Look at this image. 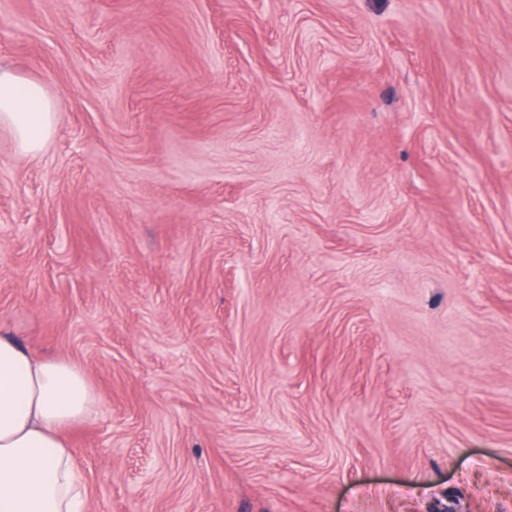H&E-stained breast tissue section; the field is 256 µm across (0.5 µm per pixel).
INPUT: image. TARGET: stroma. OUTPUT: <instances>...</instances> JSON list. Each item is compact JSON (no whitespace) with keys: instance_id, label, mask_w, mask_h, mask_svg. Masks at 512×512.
<instances>
[{"instance_id":"1","label":"stroma","mask_w":512,"mask_h":512,"mask_svg":"<svg viewBox=\"0 0 512 512\" xmlns=\"http://www.w3.org/2000/svg\"><path fill=\"white\" fill-rule=\"evenodd\" d=\"M0 336L80 365L87 512H512V0H0ZM57 112L40 84L0 66V129L10 132L20 152L41 151L56 132Z\"/></svg>"}]
</instances>
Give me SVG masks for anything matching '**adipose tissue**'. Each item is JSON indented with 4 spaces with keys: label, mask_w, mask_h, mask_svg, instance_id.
Returning <instances> with one entry per match:
<instances>
[{
    "label": "adipose tissue",
    "mask_w": 512,
    "mask_h": 512,
    "mask_svg": "<svg viewBox=\"0 0 512 512\" xmlns=\"http://www.w3.org/2000/svg\"><path fill=\"white\" fill-rule=\"evenodd\" d=\"M57 106L36 81L0 66V129L35 154L54 136ZM98 397L84 370L0 336V512H86L69 440Z\"/></svg>",
    "instance_id": "ef3b65f1"
}]
</instances>
